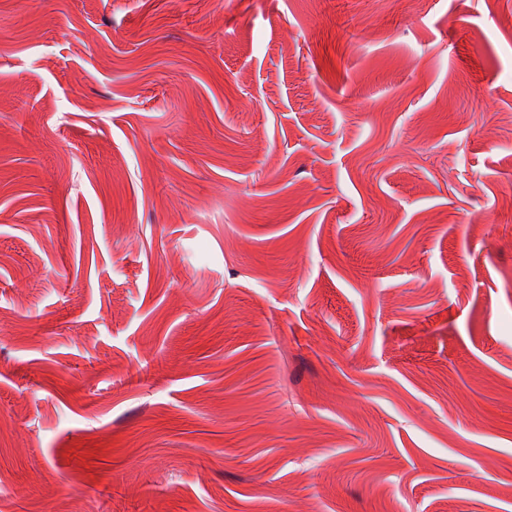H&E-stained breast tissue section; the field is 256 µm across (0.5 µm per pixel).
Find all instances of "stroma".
Listing matches in <instances>:
<instances>
[{
    "mask_svg": "<svg viewBox=\"0 0 512 512\" xmlns=\"http://www.w3.org/2000/svg\"><path fill=\"white\" fill-rule=\"evenodd\" d=\"M0 512H512V0H0Z\"/></svg>",
    "mask_w": 512,
    "mask_h": 512,
    "instance_id": "35a3bbf8",
    "label": "stroma"
}]
</instances>
